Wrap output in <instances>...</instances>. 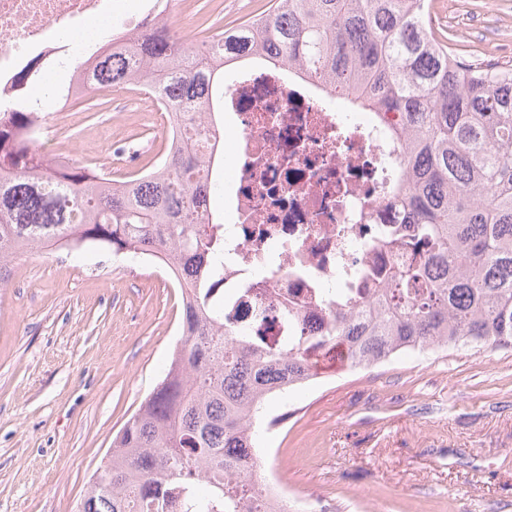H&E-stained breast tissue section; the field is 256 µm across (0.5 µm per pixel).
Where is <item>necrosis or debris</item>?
Listing matches in <instances>:
<instances>
[{
  "mask_svg": "<svg viewBox=\"0 0 512 512\" xmlns=\"http://www.w3.org/2000/svg\"><path fill=\"white\" fill-rule=\"evenodd\" d=\"M114 3L0 0V107L25 102L18 77L31 61L71 69L62 33L110 18L104 43H126L142 16ZM223 101L236 118L215 129L227 168L206 176L224 198V321L284 343L297 322L319 329L333 289L398 261L377 242L397 218L385 184L400 176V149L389 118L342 111L319 84L260 63L227 76Z\"/></svg>",
  "mask_w": 512,
  "mask_h": 512,
  "instance_id": "4bbe7bcc",
  "label": "necrosis or debris"
}]
</instances>
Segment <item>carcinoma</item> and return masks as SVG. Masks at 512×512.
<instances>
[{
    "label": "carcinoma",
    "mask_w": 512,
    "mask_h": 512,
    "mask_svg": "<svg viewBox=\"0 0 512 512\" xmlns=\"http://www.w3.org/2000/svg\"><path fill=\"white\" fill-rule=\"evenodd\" d=\"M426 2L273 0L203 52L152 19L123 49L78 66L92 90L139 85L183 118V145L123 179L51 164L32 136L40 110L0 114L1 286L34 242L90 243L174 257L192 295L164 378L112 441L78 512H261L255 419L269 395L313 378V352L362 370L405 351L512 344V64L457 56L428 25ZM256 61L345 91L355 112L395 114L389 134L403 152L402 226L381 246L409 257L372 276L364 297H336L327 335L300 330L283 347L224 328L212 298L224 245L199 166L203 148L218 153L210 100L225 73Z\"/></svg>",
    "instance_id": "cac0c4a2"
}]
</instances>
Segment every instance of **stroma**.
I'll return each instance as SVG.
<instances>
[{"label":"stroma","mask_w":512,"mask_h":512,"mask_svg":"<svg viewBox=\"0 0 512 512\" xmlns=\"http://www.w3.org/2000/svg\"><path fill=\"white\" fill-rule=\"evenodd\" d=\"M268 2L171 0L169 21L197 41ZM430 2L460 53L505 61L512 0ZM162 142L153 114L116 90L90 120L78 101L50 102L36 146L122 177ZM181 315L175 277L149 259L87 244L15 261L0 287V512H76L180 343ZM257 424L256 478L277 479L299 512H512V347L332 366L271 395Z\"/></svg>","instance_id":"1"}]
</instances>
